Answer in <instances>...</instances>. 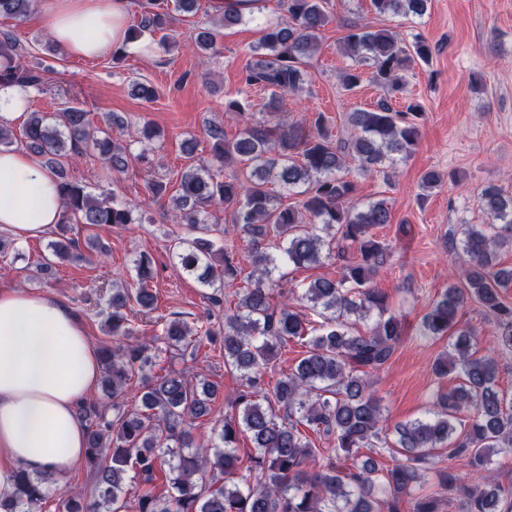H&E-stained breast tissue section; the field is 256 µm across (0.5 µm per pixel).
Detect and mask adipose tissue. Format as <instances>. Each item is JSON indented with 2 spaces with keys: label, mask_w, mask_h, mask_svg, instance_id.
<instances>
[{
  "label": "adipose tissue",
  "mask_w": 512,
  "mask_h": 512,
  "mask_svg": "<svg viewBox=\"0 0 512 512\" xmlns=\"http://www.w3.org/2000/svg\"><path fill=\"white\" fill-rule=\"evenodd\" d=\"M128 0H40V16L67 53L96 57L126 38ZM58 180L31 153L0 152V226L21 240L58 223ZM97 349L52 295L0 286V495L14 476L66 477L85 458L77 407L94 393Z\"/></svg>",
  "instance_id": "1"
}]
</instances>
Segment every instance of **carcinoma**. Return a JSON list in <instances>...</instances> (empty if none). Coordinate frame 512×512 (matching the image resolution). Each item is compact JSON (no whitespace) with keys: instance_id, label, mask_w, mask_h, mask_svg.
I'll return each mask as SVG.
<instances>
[{"instance_id":"obj_1","label":"carcinoma","mask_w":512,"mask_h":512,"mask_svg":"<svg viewBox=\"0 0 512 512\" xmlns=\"http://www.w3.org/2000/svg\"><path fill=\"white\" fill-rule=\"evenodd\" d=\"M33 2L0 0V16H24ZM370 2L379 14L406 17L421 18L431 8V0ZM287 12L288 19L265 24L242 70L246 86L269 93L271 109L284 95L302 89L305 59L331 21L326 0H287ZM170 24L162 0H150L129 38L160 32L167 44ZM218 37L211 27L190 35V41L200 52L216 55ZM341 50L350 60L341 75L344 89L369 82L386 91L374 108L350 112L348 142H333L323 112L304 117L302 127H286L253 119L242 99L225 101V111L237 114L242 128L231 140L221 127L208 130L216 173L192 165L181 174L179 193L172 198L175 219L196 237H174L169 250L202 285L234 289L236 307L218 328L210 323L191 327L174 318L160 337L99 348L102 383L114 401H84L78 407L86 425L92 498L80 491L60 492L57 512H126L131 483L140 488L135 512H383L384 504L389 512H399L401 495L422 485L438 449L467 457L478 474L472 486L451 471L441 474L442 487L459 494L462 512H500L499 504L512 497V488L487 474L492 457H512V402L498 388L496 359L474 357L480 336L458 319L466 300L475 301L494 319L499 349L512 351V306L504 301L512 288V266L500 263L501 252L512 249V195L495 186L483 190L482 208L492 223L465 224L461 237L451 241L453 251L468 257L463 285L450 283L420 321L421 335L448 339L449 350L434 361L433 373L455 372L463 383L440 393L424 417L387 430L367 375L390 362L404 334L387 295L372 286L391 257L372 230L391 223L392 214L384 200L350 205L356 184L347 177L346 160L356 163L362 177L381 174L389 180L413 153L424 112L418 103L400 110L393 98L405 89L404 73L429 62L432 49L418 35L406 41L386 28L353 25ZM45 72L42 62L25 60V49L12 32H0L1 86L41 91ZM15 145L57 174L63 201L49 255L36 264V275L50 276L58 261L84 259L79 241L71 237L73 225L133 223L131 208L91 195L65 173L64 163L87 149L114 173L128 166L127 147L94 125L90 111L67 105L53 123L31 112L19 136L0 123V149ZM446 179L445 173L429 170L420 188L431 191ZM292 195L298 200L285 202ZM215 202L248 237L247 249L211 238L217 226L205 223L202 214ZM332 257L342 262L340 278L319 277L300 295L282 287L281 265L317 266ZM245 265L250 266L246 274ZM135 267L139 287L112 289L102 310L105 332L114 339L133 335L127 310L137 307L149 314L157 309V296L148 287L153 278L149 257L140 256ZM241 275L244 288L237 286ZM305 308L319 317L317 326L309 327ZM370 317L369 331H358L357 322ZM308 329L312 336L304 356L267 387L265 375L278 349ZM215 336L222 337L224 368L239 374L242 390L234 415L224 416L209 445L191 432L193 422L211 413L215 389L208 382L193 384L177 372L146 376L138 406L126 409L116 401L131 377L151 364L155 342L183 351ZM301 425L332 438L334 446L316 447ZM242 433L255 448L249 466L254 484L231 480L239 469ZM363 448H395L399 457L388 466L371 455L352 468L344 466ZM160 473L169 482L165 495L154 492ZM52 480L51 473L17 472L12 493L0 496V512H39Z\"/></svg>"}]
</instances>
